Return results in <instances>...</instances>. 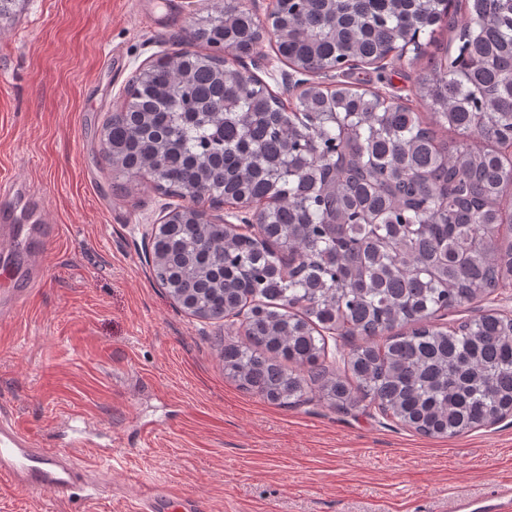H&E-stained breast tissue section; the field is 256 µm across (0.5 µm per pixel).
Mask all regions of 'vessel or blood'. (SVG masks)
Wrapping results in <instances>:
<instances>
[{
    "mask_svg": "<svg viewBox=\"0 0 512 512\" xmlns=\"http://www.w3.org/2000/svg\"><path fill=\"white\" fill-rule=\"evenodd\" d=\"M37 231L42 244H49L51 228L44 219L41 202L21 182L0 189V240L22 241L25 233ZM42 252H35L22 287L0 290V322L22 303L42 278ZM0 480L9 488L34 492L49 488L67 495L81 485V467L73 458L55 448H39L31 432L13 415L0 412ZM134 512H200L197 499L175 487L146 492Z\"/></svg>",
    "mask_w": 512,
    "mask_h": 512,
    "instance_id": "vessel-or-blood-1",
    "label": "vessel or blood"
}]
</instances>
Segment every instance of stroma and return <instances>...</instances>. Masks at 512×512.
<instances>
[{"label":"stroma","mask_w":512,"mask_h":512,"mask_svg":"<svg viewBox=\"0 0 512 512\" xmlns=\"http://www.w3.org/2000/svg\"><path fill=\"white\" fill-rule=\"evenodd\" d=\"M225 0H22L0 20V173L23 181L55 238L37 288L0 325V406L45 448L111 442L92 497L0 491V512H131L177 485L202 512H457L512 479V415L452 438L399 425L377 405L334 409L309 391L285 407L224 374L221 337L243 331L184 311L156 279L149 231L180 203L149 178L113 171L102 125L137 71L188 50L186 35ZM442 27L420 52L349 70L348 82L430 119L419 76L444 58ZM240 67L284 102L299 72L272 42ZM512 316V287L445 311L454 325Z\"/></svg>","instance_id":"stroma-1"}]
</instances>
